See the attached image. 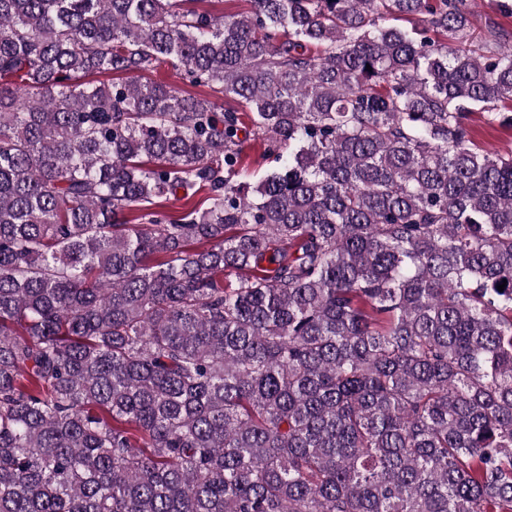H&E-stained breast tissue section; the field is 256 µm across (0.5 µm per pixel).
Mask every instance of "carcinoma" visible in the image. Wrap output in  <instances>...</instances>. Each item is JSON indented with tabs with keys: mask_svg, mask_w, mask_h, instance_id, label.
<instances>
[{
	"mask_svg": "<svg viewBox=\"0 0 512 512\" xmlns=\"http://www.w3.org/2000/svg\"><path fill=\"white\" fill-rule=\"evenodd\" d=\"M185 2L0 0V512H512V47ZM144 78L155 82L165 83L181 92L182 94H184V92L202 94L208 90L204 87H191L185 84L182 81L180 75L177 74V72L173 70L168 64H161L154 72L146 73ZM469 137L480 150L507 155L512 152V127L488 124L484 114L475 112L468 121ZM243 146L245 165L251 182H258L260 177L278 165L272 158L265 159L262 157V152L254 144L252 137H247Z\"/></svg>",
	"mask_w": 512,
	"mask_h": 512,
	"instance_id": "1",
	"label": "carcinoma"
}]
</instances>
